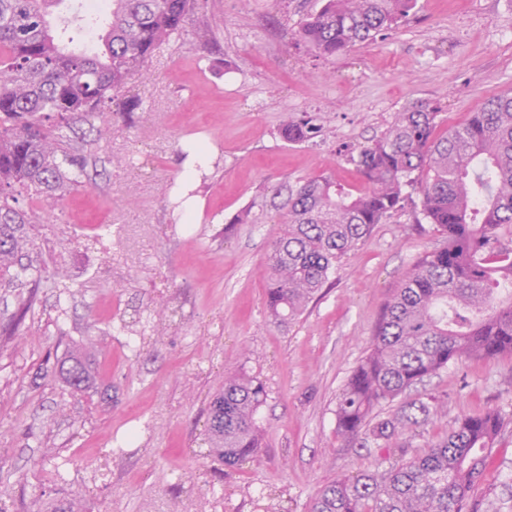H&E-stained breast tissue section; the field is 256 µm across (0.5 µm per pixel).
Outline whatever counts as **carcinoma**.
Listing matches in <instances>:
<instances>
[{
    "mask_svg": "<svg viewBox=\"0 0 512 512\" xmlns=\"http://www.w3.org/2000/svg\"><path fill=\"white\" fill-rule=\"evenodd\" d=\"M59 0H0V279L28 284L14 320L34 309L42 270L22 263L23 228L54 211L63 194L90 181L94 141L71 139L79 119L102 139L104 108L125 115L139 100L119 97L148 75L156 52L187 26H209L196 0H107L86 15L102 50L69 47L55 33L50 8ZM417 0H320L293 30L296 42L333 58L394 29ZM440 107L393 113L370 143L344 146L360 175L345 187L312 176L275 189L281 232L269 255L266 307L277 323L299 316L329 283L336 262L365 241L374 225L402 210L411 193L441 238L409 268L386 300L365 357L336 399V434L348 447H412L444 402L407 392L441 369L470 357L512 355V92L493 97L458 126L438 133ZM282 138L303 144L332 136L306 112L285 116ZM75 391L92 378L90 358L72 356L59 369ZM267 390L243 369H228L210 401L209 454L237 467L262 448L257 414ZM495 410L463 415L429 449L356 478H339L309 512H501L492 500L471 501L502 430Z\"/></svg>",
    "mask_w": 512,
    "mask_h": 512,
    "instance_id": "carcinoma-1",
    "label": "carcinoma"
}]
</instances>
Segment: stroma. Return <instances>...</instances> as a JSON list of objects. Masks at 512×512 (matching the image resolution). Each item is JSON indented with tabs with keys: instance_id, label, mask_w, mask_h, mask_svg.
I'll return each mask as SVG.
<instances>
[{
	"instance_id": "stroma-1",
	"label": "stroma",
	"mask_w": 512,
	"mask_h": 512,
	"mask_svg": "<svg viewBox=\"0 0 512 512\" xmlns=\"http://www.w3.org/2000/svg\"><path fill=\"white\" fill-rule=\"evenodd\" d=\"M316 0H203L208 31L186 34L149 62L131 91L143 106L112 121L94 147L91 182L27 227V263L62 271L80 293L43 288L33 316L0 336V505L7 512H308L325 485L388 466L399 449L347 448L336 398L365 356L382 306L437 235L418 206L385 222L336 265L318 300L288 324L265 304L267 257L280 226L232 224L266 187L327 175L354 185L341 154L380 135L394 112L440 102L441 128L465 122L512 89V0H418L383 39L334 58L295 46L289 31ZM315 113L325 143L291 145L284 113ZM210 147L185 232L162 186L183 177L178 150ZM85 224H108L106 243ZM232 232H225V225ZM171 312L146 326L159 300ZM93 350L95 387L57 376ZM241 367L266 385L257 457L228 469L209 456L204 408ZM447 404L414 439H441L457 417L487 409L504 427L475 490L512 501V356L467 358L413 390Z\"/></svg>"
}]
</instances>
